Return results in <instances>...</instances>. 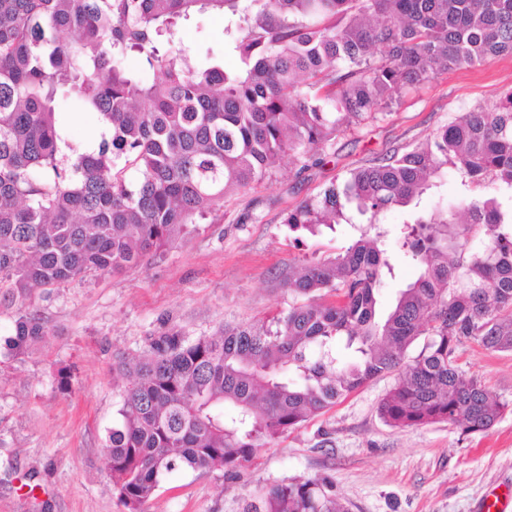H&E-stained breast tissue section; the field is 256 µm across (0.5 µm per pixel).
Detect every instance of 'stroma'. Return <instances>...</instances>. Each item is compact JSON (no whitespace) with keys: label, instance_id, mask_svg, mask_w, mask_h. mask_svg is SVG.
Instances as JSON below:
<instances>
[{"label":"stroma","instance_id":"35a3bbf8","mask_svg":"<svg viewBox=\"0 0 512 512\" xmlns=\"http://www.w3.org/2000/svg\"><path fill=\"white\" fill-rule=\"evenodd\" d=\"M183 37L197 59L224 51V20L206 13L185 22ZM512 90V55L438 74L380 114L337 134L324 164L300 170L285 158L277 173L225 198L150 265L91 273L38 293L33 307L50 329L26 355L5 346L13 311L0 312V512H126L104 468L106 436L119 418L124 379L113 376L118 355L137 357L148 337L168 328L189 338L212 336L227 324L267 323L296 302L283 280L305 260L344 252V225L317 237L294 238L288 210L395 148L432 137L460 113L492 110ZM452 171L425 194L420 210L494 192ZM456 364L478 377L511 409L488 431L465 435L434 423L402 429L379 417L394 375L356 393L264 447L252 466L171 474L144 512H243L272 484L328 477L349 512H477L486 491L512 485V351L464 343ZM70 368L71 389L57 385ZM33 475L35 495L21 489Z\"/></svg>","mask_w":512,"mask_h":512}]
</instances>
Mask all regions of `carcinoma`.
Here are the masks:
<instances>
[{
  "instance_id": "cac0c4a2",
  "label": "carcinoma",
  "mask_w": 512,
  "mask_h": 512,
  "mask_svg": "<svg viewBox=\"0 0 512 512\" xmlns=\"http://www.w3.org/2000/svg\"><path fill=\"white\" fill-rule=\"evenodd\" d=\"M224 17L223 57L191 63L182 25ZM512 54V0H0V306H17L14 356L48 335L36 292L161 257L228 194L301 169L336 133L436 75ZM157 74L146 82L125 60ZM76 99L98 139L68 138ZM512 191V91L430 140L350 171L286 214L301 237L369 216L342 254L283 287L312 301L272 324L191 340L170 328L121 359V419L104 465L128 512L174 471L250 467L260 450L370 380L397 373L378 411L393 428L485 432L508 404L455 364L473 341L512 351V197L463 198L395 233L418 277L381 308L394 267L379 216L417 206L448 168ZM484 228L482 248L470 230ZM420 336V353L405 361ZM349 352L344 358L338 351ZM244 512H349L326 477L272 485Z\"/></svg>"
}]
</instances>
